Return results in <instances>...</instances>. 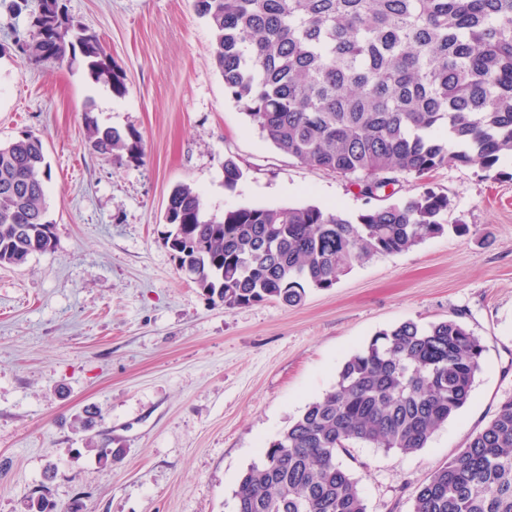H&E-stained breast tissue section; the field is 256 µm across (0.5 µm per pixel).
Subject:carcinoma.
Segmentation results:
<instances>
[{
  "instance_id": "obj_1",
  "label": "carcinoma",
  "mask_w": 512,
  "mask_h": 512,
  "mask_svg": "<svg viewBox=\"0 0 512 512\" xmlns=\"http://www.w3.org/2000/svg\"><path fill=\"white\" fill-rule=\"evenodd\" d=\"M214 38L213 63L249 122L298 161L352 176L377 197L400 175L423 177L512 155V0H193ZM16 44L29 62L61 64L78 49L90 78L126 90L99 36L61 0H37ZM93 150L143 158L141 136L87 121ZM50 165L29 133L0 143V265L54 247L43 220ZM244 176L224 160V186ZM450 198L418 196L357 215L316 205L204 213L188 184L171 191L164 243L178 269L226 307L299 305L354 264L407 252L443 234ZM481 338L456 318L405 321L351 354L336 385L268 443L241 476L234 512H367L339 462L356 443L409 454L468 402ZM28 512H77L41 495ZM412 512H512V395L444 467L420 484Z\"/></svg>"
}]
</instances>
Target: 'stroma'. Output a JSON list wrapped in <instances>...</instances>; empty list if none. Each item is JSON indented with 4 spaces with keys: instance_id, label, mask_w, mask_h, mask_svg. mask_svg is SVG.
<instances>
[{
    "instance_id": "stroma-1",
    "label": "stroma",
    "mask_w": 512,
    "mask_h": 512,
    "mask_svg": "<svg viewBox=\"0 0 512 512\" xmlns=\"http://www.w3.org/2000/svg\"><path fill=\"white\" fill-rule=\"evenodd\" d=\"M62 2L98 34L126 92L94 82L79 57L31 65L13 47L31 14L0 0V142L42 138L56 239L25 266H0V512L41 494L81 512H233L240 475L332 389L348 355L399 323L457 314L486 347L467 404L417 452L358 445L341 458L368 512H410L414 489L512 394V159L490 175L469 164L401 178L397 199L448 195L443 235L354 265L297 307H224L163 244L174 186L217 216L310 204L357 214L385 198L261 137L226 93L192 0ZM90 118L136 130L142 160L94 152ZM229 157L244 172L232 191ZM103 439L119 461L89 450Z\"/></svg>"
}]
</instances>
